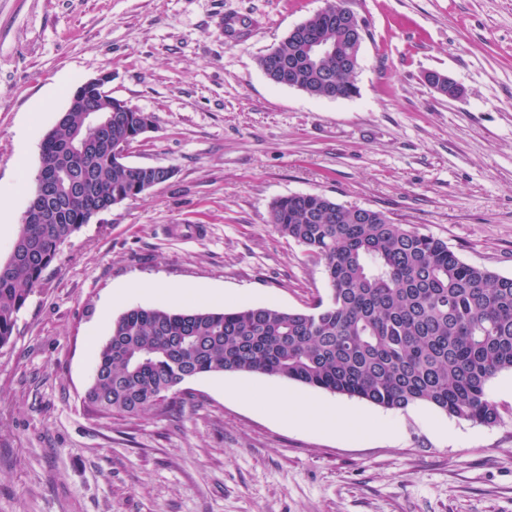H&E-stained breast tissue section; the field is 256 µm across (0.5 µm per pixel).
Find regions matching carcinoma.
Returning <instances> with one entry per match:
<instances>
[{"label": "carcinoma", "mask_w": 512, "mask_h": 512, "mask_svg": "<svg viewBox=\"0 0 512 512\" xmlns=\"http://www.w3.org/2000/svg\"><path fill=\"white\" fill-rule=\"evenodd\" d=\"M304 28L323 30L317 12ZM300 34H288L260 57L288 59L276 84L330 96L331 73L345 98L358 93L354 74L336 57L307 63ZM85 101L111 107L103 138L85 113L71 112L45 132L41 206L46 224H22L0 261V347L9 344L17 313L42 285L60 246L94 214L143 193L142 171L114 150L131 145L145 113L121 112L120 100L94 89ZM270 222L323 266L329 286L306 310L265 305L224 311H172L136 306L112 321L98 347L84 402L106 418L164 414L184 381L203 374L252 373L357 398L387 410L428 405L451 417L492 426L500 412L488 395L499 373L512 371V276L462 260L448 243L397 224L380 211H354L317 194L276 200Z\"/></svg>", "instance_id": "cac0c4a2"}]
</instances>
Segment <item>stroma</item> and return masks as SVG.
I'll return each instance as SVG.
<instances>
[{
    "mask_svg": "<svg viewBox=\"0 0 512 512\" xmlns=\"http://www.w3.org/2000/svg\"><path fill=\"white\" fill-rule=\"evenodd\" d=\"M347 4L369 30L359 93L330 100L258 65L325 0H0L1 259L32 193L13 162L36 177L44 133L87 80L111 73L113 97L152 117L126 163L173 171L64 243L0 348V512H512L511 371L488 385L492 426L251 373L188 379L166 415L83 402L126 284L203 288L212 309L327 296L322 265L270 222L288 195L383 212L512 276V0ZM228 15L250 36H226ZM430 70L462 96L432 89ZM272 391L390 432L294 428L266 415Z\"/></svg>",
    "mask_w": 512,
    "mask_h": 512,
    "instance_id": "obj_1",
    "label": "stroma"
}]
</instances>
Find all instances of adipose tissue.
Segmentation results:
<instances>
[{
  "label": "adipose tissue",
  "instance_id": "adipose-tissue-1",
  "mask_svg": "<svg viewBox=\"0 0 512 512\" xmlns=\"http://www.w3.org/2000/svg\"><path fill=\"white\" fill-rule=\"evenodd\" d=\"M266 411L273 419L288 421L290 425L302 429L330 430L343 423L350 429L372 434H381L387 430L386 425L373 416L333 404H316L300 400L287 409L277 400L271 399L267 402Z\"/></svg>",
  "mask_w": 512,
  "mask_h": 512
}]
</instances>
